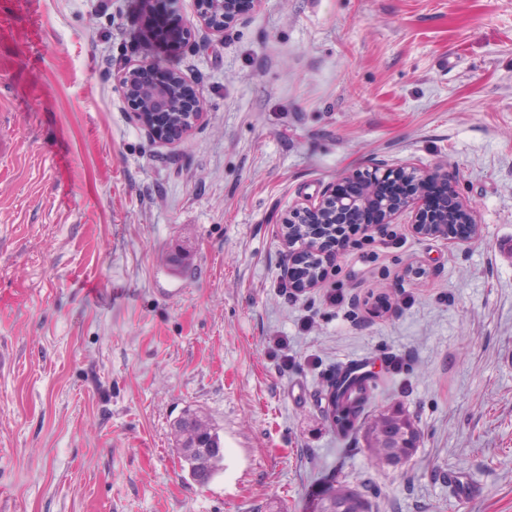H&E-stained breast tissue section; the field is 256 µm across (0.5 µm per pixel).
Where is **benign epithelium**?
<instances>
[{"label": "benign epithelium", "instance_id": "7a95c632", "mask_svg": "<svg viewBox=\"0 0 512 512\" xmlns=\"http://www.w3.org/2000/svg\"><path fill=\"white\" fill-rule=\"evenodd\" d=\"M242 0H200V9L191 19L181 16L178 8L179 0H169V17L167 21L155 19L148 14L147 25L151 29H160L172 39V42L183 44L192 30L202 28L213 36H224V31L238 20L243 12ZM158 60L142 62H125L117 71V79L126 99L131 105L129 111L133 124L143 128L150 139L162 146H174L185 139L193 125L202 117L200 105H195V111L187 114L186 121L177 132L162 134L152 122L156 113L175 112L180 108L178 91L183 85V78L177 72H170L169 80L164 84H145L137 81V72L144 68L160 67ZM400 179L404 190L396 197L384 195L376 185V179L387 176ZM438 179L448 185V196L451 205L436 217L424 215L421 195L427 181ZM372 208L379 211L382 224H390L397 215L403 212L411 213L410 229L419 238L442 237L453 243L465 242L478 237L480 225L475 221L470 207L459 196L456 189V177L445 169L433 171L420 170L414 166L402 165L387 167L380 173L369 178L362 177L356 172L340 176L322 192L316 200H309L303 206H297L286 214L281 222L282 243L287 249L288 256L294 257L310 254L321 256L324 244L326 224L330 223L333 215H349L359 210ZM309 212L316 213L320 223L312 226L308 236L297 240L291 235L290 225L303 223ZM285 285L297 292L315 288L320 280H309L307 277H296L293 268L284 271ZM206 427L200 426V432L195 438L194 446L186 450V456L192 464L188 468L195 471L194 480L203 486L209 481V473L214 460L224 457V449L210 446L205 434Z\"/></svg>", "mask_w": 512, "mask_h": 512}]
</instances>
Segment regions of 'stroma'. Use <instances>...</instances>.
Instances as JSON below:
<instances>
[{
    "mask_svg": "<svg viewBox=\"0 0 512 512\" xmlns=\"http://www.w3.org/2000/svg\"><path fill=\"white\" fill-rule=\"evenodd\" d=\"M0 35V512H512V0H261L170 50L146 0H39ZM157 58L205 116L174 147L128 118ZM453 168L481 227L408 215L286 288L279 219L341 174ZM372 377L352 427L328 407ZM220 429L206 486L185 408ZM419 435L378 461L388 408ZM463 477L479 489L461 495ZM330 502V507L335 512H371L370 504L361 492L350 489H338L322 499L321 508L325 501Z\"/></svg>",
    "mask_w": 512,
    "mask_h": 512,
    "instance_id": "1",
    "label": "stroma"
}]
</instances>
